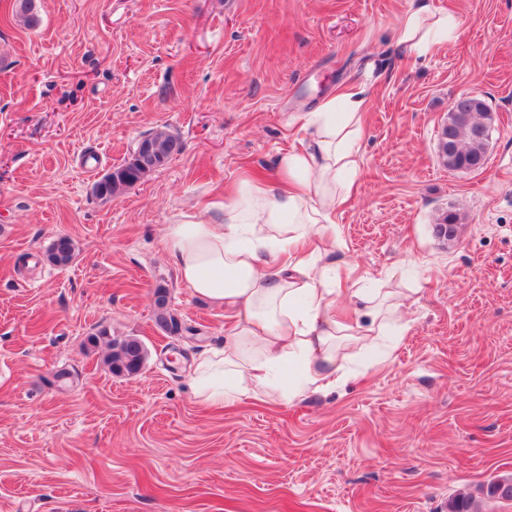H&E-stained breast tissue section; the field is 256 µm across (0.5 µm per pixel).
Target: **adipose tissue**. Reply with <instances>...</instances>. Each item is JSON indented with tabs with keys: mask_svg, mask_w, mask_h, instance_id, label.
Wrapping results in <instances>:
<instances>
[{
	"mask_svg": "<svg viewBox=\"0 0 512 512\" xmlns=\"http://www.w3.org/2000/svg\"><path fill=\"white\" fill-rule=\"evenodd\" d=\"M458 26L451 12L422 4L401 17L393 38L425 56L449 45ZM365 110L361 90L326 97L309 113L301 146L280 155L275 180L244 176L206 213L166 226L164 244L183 283L234 318L224 344L195 362L197 402L328 391L343 374V359L377 354L407 303L398 290L357 288L360 321L340 320L333 265L316 267L304 252L310 239L336 235V214L361 163Z\"/></svg>",
	"mask_w": 512,
	"mask_h": 512,
	"instance_id": "1",
	"label": "adipose tissue"
}]
</instances>
